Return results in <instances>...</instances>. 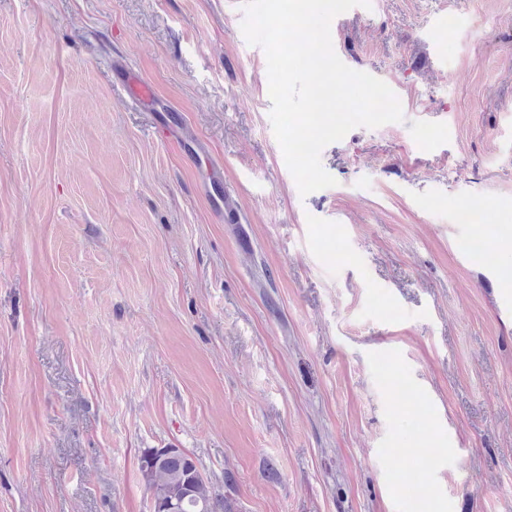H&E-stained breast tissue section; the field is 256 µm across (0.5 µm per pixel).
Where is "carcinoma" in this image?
Masks as SVG:
<instances>
[{"label": "carcinoma", "instance_id": "obj_1", "mask_svg": "<svg viewBox=\"0 0 512 512\" xmlns=\"http://www.w3.org/2000/svg\"><path fill=\"white\" fill-rule=\"evenodd\" d=\"M139 469L151 492L153 512H170L166 505L176 500L182 502L178 512H231L190 454L148 448L140 456Z\"/></svg>", "mask_w": 512, "mask_h": 512}]
</instances>
